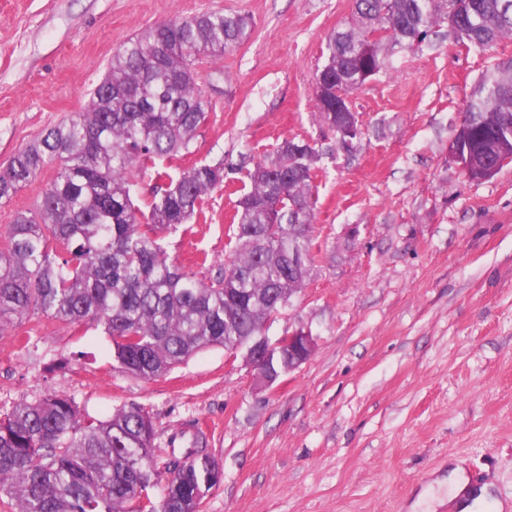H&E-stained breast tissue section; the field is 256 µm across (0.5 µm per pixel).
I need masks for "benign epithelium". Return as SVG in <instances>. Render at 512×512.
<instances>
[{"label": "benign epithelium", "instance_id": "benign-epithelium-1", "mask_svg": "<svg viewBox=\"0 0 512 512\" xmlns=\"http://www.w3.org/2000/svg\"><path fill=\"white\" fill-rule=\"evenodd\" d=\"M496 162L493 164L479 163L478 159L465 154L461 150V144L454 141L448 143L449 157L459 164L461 169L471 165L476 171V180L482 181L492 178L498 173V166L512 160V153L505 151L503 147L494 148ZM316 338L308 330L294 329L287 334L270 340L269 337L254 336L243 346L245 349L246 364L266 384L272 385L281 377L287 375L305 363L316 350ZM288 355L291 361L288 371H282L277 363L283 355Z\"/></svg>", "mask_w": 512, "mask_h": 512}]
</instances>
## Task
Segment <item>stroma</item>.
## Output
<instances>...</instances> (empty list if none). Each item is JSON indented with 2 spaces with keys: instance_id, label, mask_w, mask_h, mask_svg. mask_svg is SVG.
<instances>
[{
  "instance_id": "stroma-1",
  "label": "stroma",
  "mask_w": 512,
  "mask_h": 512,
  "mask_svg": "<svg viewBox=\"0 0 512 512\" xmlns=\"http://www.w3.org/2000/svg\"><path fill=\"white\" fill-rule=\"evenodd\" d=\"M353 0H0V165L81 111L113 52L157 22L248 15L249 39L198 66L211 108L181 169L220 162L206 217L165 235L169 259L211 281L233 250L229 218L247 169L283 139L319 152L309 280L267 323L305 328L313 356L272 386L223 347L144 380L93 322L44 317L0 336V405L46 393L103 418L138 406L161 460L198 423L221 472L201 512H457L448 468L489 487L481 512H512V164L486 181L448 158L481 76L512 57L441 34L394 50L352 91L351 152L315 116L326 40Z\"/></svg>"
}]
</instances>
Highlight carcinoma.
Returning <instances> with one entry per match:
<instances>
[{"label": "carcinoma", "instance_id": "cac0c4a2", "mask_svg": "<svg viewBox=\"0 0 512 512\" xmlns=\"http://www.w3.org/2000/svg\"><path fill=\"white\" fill-rule=\"evenodd\" d=\"M458 3L451 12L435 0H354V21L330 34L317 74L330 88L353 91L360 66L381 71L391 49L423 43L443 23L457 42L483 50L512 36V0ZM250 29L248 17L218 11L134 35L112 54L82 111L0 168V200L51 172L36 205L3 230L0 335L31 315L96 322L119 366L153 380L206 347L231 351L261 335L277 306L306 286L318 160L309 143L285 139L273 158L248 171L231 218L236 248L209 283L169 260L161 234L203 214L206 196L224 184V164L159 173L163 183L146 208L132 199L133 172L190 153L208 111L196 66L234 50ZM315 106L336 137L340 125L359 124L334 94L315 97ZM457 139L473 150L512 144L511 57L484 74ZM54 243L67 258L57 260ZM191 447L165 466L152 512H199L216 484L203 436ZM154 448L152 421L139 407L100 419L66 395L22 398L0 407V492L16 512H134L159 479Z\"/></svg>", "mask_w": 512, "mask_h": 512}]
</instances>
